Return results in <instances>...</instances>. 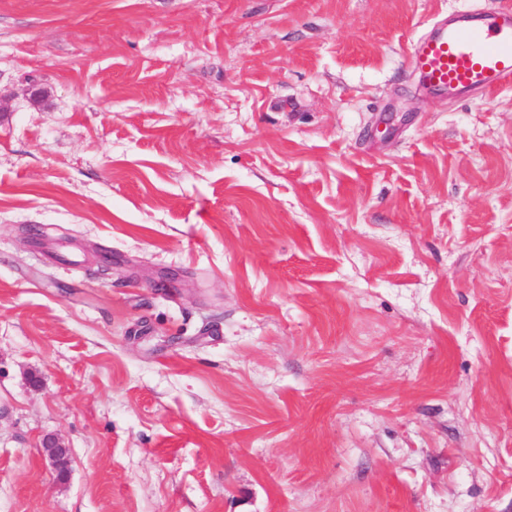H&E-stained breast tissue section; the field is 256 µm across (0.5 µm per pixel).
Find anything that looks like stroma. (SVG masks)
Masks as SVG:
<instances>
[{"label": "stroma", "mask_w": 512, "mask_h": 512, "mask_svg": "<svg viewBox=\"0 0 512 512\" xmlns=\"http://www.w3.org/2000/svg\"><path fill=\"white\" fill-rule=\"evenodd\" d=\"M504 6L0 0V512H512ZM409 64L434 96L471 98L512 83V8L461 10L417 39ZM42 448L45 461L57 473L58 480L64 481L69 470L70 448L55 437L45 438Z\"/></svg>", "instance_id": "stroma-1"}]
</instances>
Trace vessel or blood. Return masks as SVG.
<instances>
[{"mask_svg": "<svg viewBox=\"0 0 512 512\" xmlns=\"http://www.w3.org/2000/svg\"><path fill=\"white\" fill-rule=\"evenodd\" d=\"M409 64L440 97L470 98L512 84V8L452 13L413 43Z\"/></svg>", "mask_w": 512, "mask_h": 512, "instance_id": "b4317fda", "label": "vessel or blood"}]
</instances>
